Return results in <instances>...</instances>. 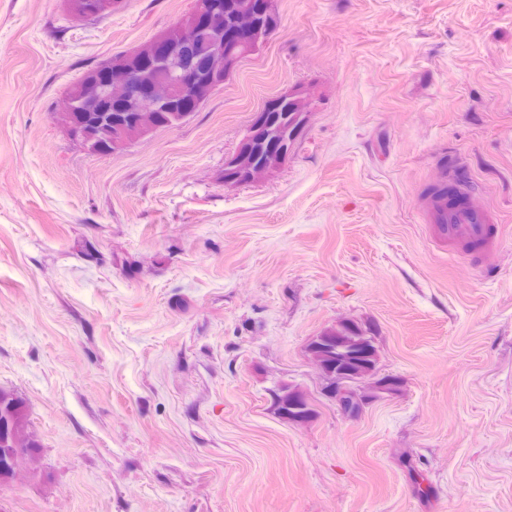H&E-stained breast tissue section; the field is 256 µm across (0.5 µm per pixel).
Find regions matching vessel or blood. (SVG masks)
Returning a JSON list of instances; mask_svg holds the SVG:
<instances>
[{"mask_svg":"<svg viewBox=\"0 0 512 512\" xmlns=\"http://www.w3.org/2000/svg\"><path fill=\"white\" fill-rule=\"evenodd\" d=\"M427 214L438 241H458L484 249L496 245L500 229L495 214L474 204L466 181L455 171H447L427 196Z\"/></svg>","mask_w":512,"mask_h":512,"instance_id":"1","label":"vessel or blood"}]
</instances>
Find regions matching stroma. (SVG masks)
<instances>
[{
  "mask_svg": "<svg viewBox=\"0 0 512 512\" xmlns=\"http://www.w3.org/2000/svg\"><path fill=\"white\" fill-rule=\"evenodd\" d=\"M193 3L0 0V390L38 443L0 512H512V0H273L182 126L72 140L66 91ZM295 86L284 166L225 187ZM455 161L503 227L484 272L430 237L421 192ZM340 318L400 380L355 418L306 351ZM69 14L76 20H85L118 10L122 0H64ZM290 109L293 124L299 122L302 128L309 112V101L300 89L284 91L269 98L259 112H255L248 132L241 140L235 153L224 162V185L234 187L271 177L288 159L295 137L268 140L266 130L273 123L276 111ZM259 145L258 148L255 145ZM259 151L265 156L256 164ZM273 402L279 417L293 424L306 423L315 414L314 404L309 395L289 384L280 385L273 392Z\"/></svg>",
  "mask_w": 512,
  "mask_h": 512,
  "instance_id": "obj_1",
  "label": "stroma"
}]
</instances>
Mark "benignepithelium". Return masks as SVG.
Wrapping results in <instances>:
<instances>
[{
  "mask_svg": "<svg viewBox=\"0 0 512 512\" xmlns=\"http://www.w3.org/2000/svg\"><path fill=\"white\" fill-rule=\"evenodd\" d=\"M65 4L73 18L85 20L118 10L122 0ZM271 11L272 0H236L227 11L224 0H196L189 14L146 45L86 72L65 96L59 112L62 127L85 148H106L111 154L165 125L164 112L174 113L179 122L189 118L252 51L259 21ZM283 108L304 126L309 101L301 90L269 98L224 162V186L271 177L286 162L295 139L265 137ZM308 353L325 380L323 394L346 416L361 414L372 400L396 390L394 378L375 380L367 391L361 388L373 376L378 354L372 340L350 320H339L312 337ZM273 402L279 417L293 424L306 423L315 414L309 395L289 384L273 392ZM19 436L15 424L0 434V478L6 481L18 468L14 445Z\"/></svg>",
  "mask_w": 512,
  "mask_h": 512,
  "instance_id": "7a95c632",
  "label": "benign epithelium"
}]
</instances>
